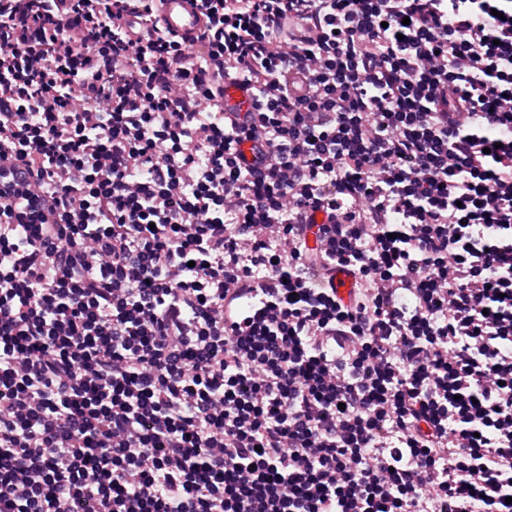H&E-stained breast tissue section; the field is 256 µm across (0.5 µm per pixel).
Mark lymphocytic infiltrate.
<instances>
[{
  "instance_id": "obj_1",
  "label": "lymphocytic infiltrate",
  "mask_w": 512,
  "mask_h": 512,
  "mask_svg": "<svg viewBox=\"0 0 512 512\" xmlns=\"http://www.w3.org/2000/svg\"><path fill=\"white\" fill-rule=\"evenodd\" d=\"M154 2L0 0V512H512V0ZM162 30L171 37L183 41L193 51L203 49L196 40L201 34L204 19L195 0H157ZM324 276L329 279L333 288L336 289V294L345 302H349L356 288V278L346 271H332L325 272Z\"/></svg>"
}]
</instances>
